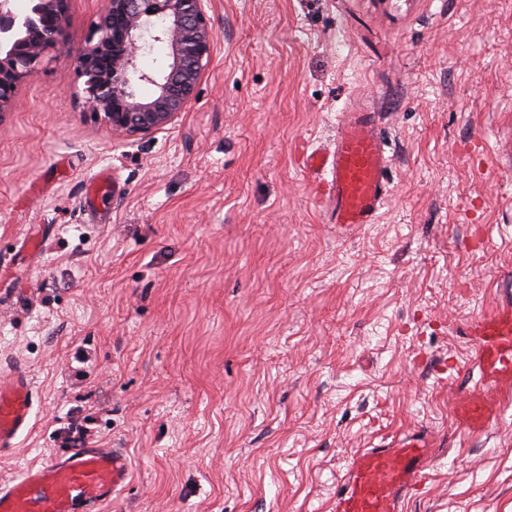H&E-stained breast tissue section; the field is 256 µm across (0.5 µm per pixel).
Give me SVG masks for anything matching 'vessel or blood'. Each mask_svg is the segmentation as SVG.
Here are the masks:
<instances>
[{
    "mask_svg": "<svg viewBox=\"0 0 512 512\" xmlns=\"http://www.w3.org/2000/svg\"><path fill=\"white\" fill-rule=\"evenodd\" d=\"M302 166L330 208L338 237L377 223L391 194L389 157L375 113L356 107L336 118L329 151L303 154ZM479 380L456 408L460 428L480 430L500 415L489 389L512 387V307L492 309L472 325ZM33 386L22 371L0 381V452L13 449L30 425ZM434 450L426 436H395L358 450L336 483L334 512H398L421 482ZM130 483L125 454L84 448L51 457L0 484V512H95Z\"/></svg>",
    "mask_w": 512,
    "mask_h": 512,
    "instance_id": "obj_1",
    "label": "vessel or blood"
}]
</instances>
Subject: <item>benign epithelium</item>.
<instances>
[{
  "instance_id": "1",
  "label": "benign epithelium",
  "mask_w": 512,
  "mask_h": 512,
  "mask_svg": "<svg viewBox=\"0 0 512 512\" xmlns=\"http://www.w3.org/2000/svg\"><path fill=\"white\" fill-rule=\"evenodd\" d=\"M67 0H43L58 13L59 25L34 42L18 45L16 52L0 57V112L10 109L17 82L32 71L44 54L65 43ZM209 0H107L105 13L80 55V67L112 52L108 76L99 78L86 91L89 113L99 117L119 136L149 135L173 124L196 97L211 57L212 28ZM17 19L0 2V38L12 37ZM165 44L167 54L157 72L137 67L145 37ZM155 87L148 98L136 95L131 76Z\"/></svg>"
}]
</instances>
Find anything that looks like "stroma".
I'll return each mask as SVG.
<instances>
[{
	"label": "stroma",
	"mask_w": 512,
	"mask_h": 512,
	"mask_svg": "<svg viewBox=\"0 0 512 512\" xmlns=\"http://www.w3.org/2000/svg\"><path fill=\"white\" fill-rule=\"evenodd\" d=\"M105 7L68 0L0 114V379L34 382L0 482L121 448L102 512H331L358 449L420 430L400 512H512V409L461 431L470 382L435 372L512 301V0H211L196 99L136 137L83 104ZM358 100L392 191L340 239L300 159Z\"/></svg>",
	"instance_id": "obj_1"
}]
</instances>
